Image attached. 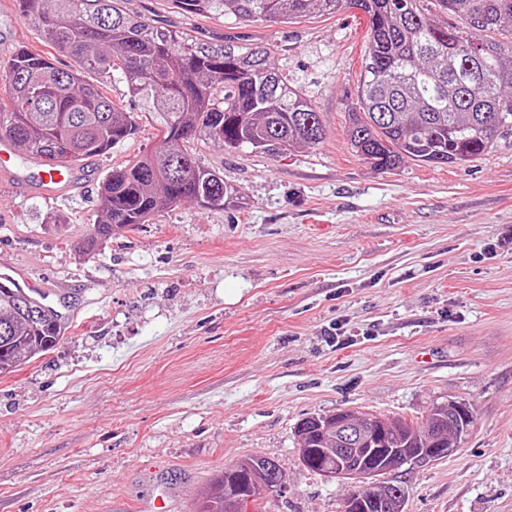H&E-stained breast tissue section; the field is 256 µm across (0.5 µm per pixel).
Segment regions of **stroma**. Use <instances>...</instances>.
<instances>
[{
    "label": "stroma",
    "instance_id": "35a3bbf8",
    "mask_svg": "<svg viewBox=\"0 0 512 512\" xmlns=\"http://www.w3.org/2000/svg\"><path fill=\"white\" fill-rule=\"evenodd\" d=\"M151 24L271 50L315 105L323 141L286 155L193 143L239 203H183L123 237L86 242L112 167L158 135L120 80L102 92L137 131L88 159L91 180L23 195L0 177V270L68 302L49 353L0 377V512H198L225 466L274 460L281 490L246 512H344L356 480L306 469L296 426L344 410L424 422L466 404L445 459L382 475L405 512H512V146L463 166L371 168L351 149L367 20L183 13L125 0ZM51 53L0 6V60Z\"/></svg>",
    "mask_w": 512,
    "mask_h": 512
}]
</instances>
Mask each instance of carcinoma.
I'll list each match as a JSON object with an SVG mask.
<instances>
[{"mask_svg":"<svg viewBox=\"0 0 512 512\" xmlns=\"http://www.w3.org/2000/svg\"><path fill=\"white\" fill-rule=\"evenodd\" d=\"M20 12L53 50L77 67L16 49L0 73L12 107L0 108V138L46 164L109 153L136 131L134 114L89 82L117 77L153 112L157 145L103 177L91 242L118 238L157 211L193 202L208 209L239 199L220 174L201 167L185 144L210 140L230 152L244 148L286 155L322 142L325 129L309 100L273 67L270 49L212 45L154 26L125 10L124 0H20ZM193 15L231 14L248 23L292 21L312 9L332 14L356 8L368 19V43L358 86L359 110L348 113L352 151L372 168L394 170L407 161L463 165L512 143V0H174ZM494 34L478 42L472 31ZM58 318L11 284L0 283V376L50 352L62 339ZM473 424L470 409L431 408L425 423H406L372 440L368 457L336 452V431L316 417L297 425L309 470H357L367 485L349 495L351 512H388L405 489L376 483L371 470L405 448H419L427 432L458 440ZM224 468L203 502L224 512L230 496H259L249 483L273 491L282 473L272 460L245 459Z\"/></svg>","mask_w":512,"mask_h":512,"instance_id":"carcinoma-1","label":"carcinoma"}]
</instances>
